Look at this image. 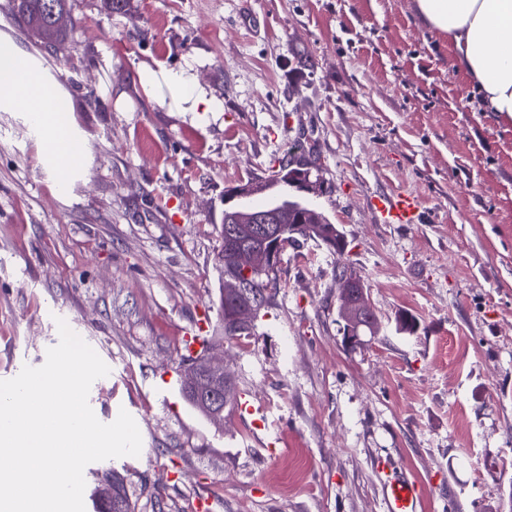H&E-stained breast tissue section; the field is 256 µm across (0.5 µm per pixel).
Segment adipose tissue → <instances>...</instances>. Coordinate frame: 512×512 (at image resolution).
Instances as JSON below:
<instances>
[{"instance_id":"ef3b65f1","label":"adipose tissue","mask_w":512,"mask_h":512,"mask_svg":"<svg viewBox=\"0 0 512 512\" xmlns=\"http://www.w3.org/2000/svg\"><path fill=\"white\" fill-rule=\"evenodd\" d=\"M426 23L447 39L455 65L469 80L486 111L512 119V0H416ZM144 92L164 89L174 112H213L217 105L186 69L141 65ZM0 104L27 112L31 124L48 134L70 128L54 106L44 72L24 55L0 49Z\"/></svg>"}]
</instances>
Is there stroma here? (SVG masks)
<instances>
[{
	"mask_svg": "<svg viewBox=\"0 0 512 512\" xmlns=\"http://www.w3.org/2000/svg\"><path fill=\"white\" fill-rule=\"evenodd\" d=\"M43 47L0 0V43L41 66L86 146L68 178L25 113L0 107V380L40 367L57 319L109 366L89 404L127 410L136 512H387L381 461L425 490L418 512H512V120L468 94L414 0H69ZM191 66L216 112H171L141 64ZM319 168L313 202L347 240L283 251L256 334L224 340L219 251L232 188L265 205L285 160ZM405 189L418 223L377 221ZM379 327L346 348L334 270ZM418 317L409 336L398 312ZM209 353L265 427L215 423L183 397V339Z\"/></svg>",
	"mask_w": 512,
	"mask_h": 512,
	"instance_id": "1",
	"label": "stroma"
}]
</instances>
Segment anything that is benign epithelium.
Here are the masks:
<instances>
[{"instance_id":"obj_1","label":"benign epithelium","mask_w":512,"mask_h":512,"mask_svg":"<svg viewBox=\"0 0 512 512\" xmlns=\"http://www.w3.org/2000/svg\"><path fill=\"white\" fill-rule=\"evenodd\" d=\"M278 216L277 210L262 213V224H239L227 229L230 241L226 247L242 270L240 275H224L223 298L231 302L226 319L229 329L253 323L263 307L261 296L252 290L250 277L254 273H268L280 262L286 226L278 223ZM339 315L344 321L345 345L350 349L364 345L360 327L365 321H374L375 316L363 283L351 275L341 282ZM231 385V376L224 366L206 358L187 369L184 391L209 409L210 419L220 422L224 420L223 402L228 399Z\"/></svg>"}]
</instances>
